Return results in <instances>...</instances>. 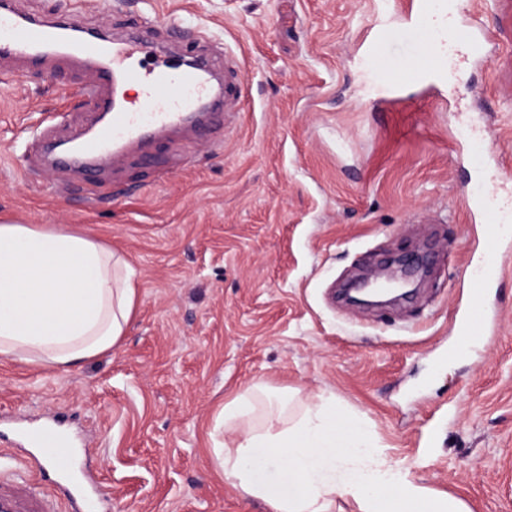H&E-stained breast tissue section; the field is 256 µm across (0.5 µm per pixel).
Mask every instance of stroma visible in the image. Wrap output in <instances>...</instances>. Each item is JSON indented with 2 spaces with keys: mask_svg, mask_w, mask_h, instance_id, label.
Instances as JSON below:
<instances>
[{
  "mask_svg": "<svg viewBox=\"0 0 512 512\" xmlns=\"http://www.w3.org/2000/svg\"><path fill=\"white\" fill-rule=\"evenodd\" d=\"M38 17L124 34L156 21L172 51L223 45L243 105L216 150L160 147L107 170L97 191L66 173L25 178L31 130L50 112L91 115L89 70L62 58L0 61V222L97 237L138 273L121 343L64 371L0 360V461L20 462L16 423L63 413L112 512H265L209 454L224 401L261 382L360 417L413 481L512 512V272L488 306L492 336L453 356L479 225L459 208L478 183L466 123L512 167V42L451 85L397 102L369 95L359 46L394 0H19ZM428 253L432 275L395 307L338 291L391 256Z\"/></svg>",
  "mask_w": 512,
  "mask_h": 512,
  "instance_id": "stroma-1",
  "label": "stroma"
}]
</instances>
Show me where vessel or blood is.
Segmentation results:
<instances>
[{
    "instance_id": "1",
    "label": "vessel or blood",
    "mask_w": 512,
    "mask_h": 512,
    "mask_svg": "<svg viewBox=\"0 0 512 512\" xmlns=\"http://www.w3.org/2000/svg\"><path fill=\"white\" fill-rule=\"evenodd\" d=\"M460 6L447 0H404L391 22L378 24L365 44V63L373 87L386 100H397L407 83L425 87L444 85L460 62L484 55L494 36L512 35V25L492 32L463 17ZM406 27L413 39L429 50L430 61L414 59L394 66L384 46L396 27ZM62 52L85 64L93 73L91 83L78 94L93 99L98 115L90 134L74 136L72 153L47 163L48 146L60 129L51 121L33 137L28 168L45 184L57 188L62 172L97 173L106 164L123 161L129 154L144 152L153 144L172 140L179 133H210L211 147L223 145L220 132L227 113L237 111L241 101L239 66L232 56L197 55L191 64L172 65L156 28L145 25L123 39L88 38L68 42L66 26L54 20H38L20 12L14 4L0 6V59L38 62ZM140 86L136 106H128V84ZM477 171H489L499 189L477 190L462 206L472 222L481 224L483 253L469 257V283L475 301L456 320L463 336H476L493 327L498 313L484 306L490 288L500 280L504 264L512 262V172L501 167L485 168L475 158ZM25 446L40 456H68L71 440L59 427L45 423L26 428ZM70 512H103L104 500L89 492L79 475L63 479ZM0 512H55L51 501L23 476L0 479Z\"/></svg>"
}]
</instances>
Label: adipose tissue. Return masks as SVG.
<instances>
[{
	"instance_id": "obj_1",
	"label": "adipose tissue",
	"mask_w": 512,
	"mask_h": 512,
	"mask_svg": "<svg viewBox=\"0 0 512 512\" xmlns=\"http://www.w3.org/2000/svg\"><path fill=\"white\" fill-rule=\"evenodd\" d=\"M133 266L92 236L0 224V359L64 370L117 346L138 305ZM209 452L217 472L267 512H470L390 465L362 421L335 402L295 403L255 384L221 406Z\"/></svg>"
}]
</instances>
